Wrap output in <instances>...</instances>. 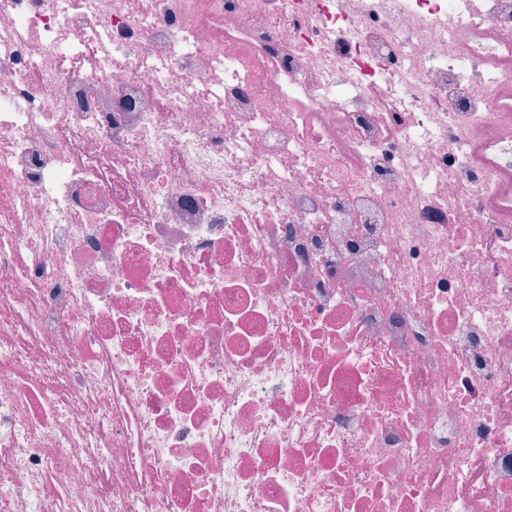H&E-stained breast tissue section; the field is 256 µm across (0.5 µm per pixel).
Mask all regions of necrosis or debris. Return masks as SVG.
I'll list each match as a JSON object with an SVG mask.
<instances>
[{
  "mask_svg": "<svg viewBox=\"0 0 512 512\" xmlns=\"http://www.w3.org/2000/svg\"><path fill=\"white\" fill-rule=\"evenodd\" d=\"M512 0H0V512H512Z\"/></svg>",
  "mask_w": 512,
  "mask_h": 512,
  "instance_id": "1",
  "label": "necrosis or debris"
}]
</instances>
